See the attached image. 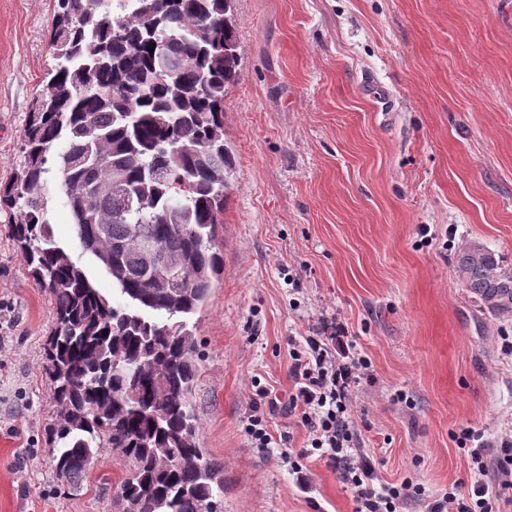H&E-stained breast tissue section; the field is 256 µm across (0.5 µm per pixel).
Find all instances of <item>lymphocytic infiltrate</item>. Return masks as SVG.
I'll use <instances>...</instances> for the list:
<instances>
[{
  "mask_svg": "<svg viewBox=\"0 0 512 512\" xmlns=\"http://www.w3.org/2000/svg\"><path fill=\"white\" fill-rule=\"evenodd\" d=\"M288 354L294 381L288 408L300 412L310 447L321 451L329 466L339 469L343 480L352 486L354 512H397L404 500L419 494V487L407 480L380 483L367 458L352 467L346 464L352 454V391L369 368L367 360L359 355L345 362L338 360L333 344L325 336H309L301 343L289 340ZM458 443L476 467L471 490L464 495L450 489L428 501L426 512H500L504 492L512 488V447L504 446L496 458H489L480 435L469 430L464 431ZM492 470L501 478V490L494 494L487 481Z\"/></svg>",
  "mask_w": 512,
  "mask_h": 512,
  "instance_id": "lymphocytic-infiltrate-1",
  "label": "lymphocytic infiltrate"
}]
</instances>
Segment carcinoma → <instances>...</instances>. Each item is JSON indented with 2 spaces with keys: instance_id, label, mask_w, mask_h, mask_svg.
I'll list each match as a JSON object with an SVG mask.
<instances>
[{
  "instance_id": "1",
  "label": "carcinoma",
  "mask_w": 512,
  "mask_h": 512,
  "mask_svg": "<svg viewBox=\"0 0 512 512\" xmlns=\"http://www.w3.org/2000/svg\"><path fill=\"white\" fill-rule=\"evenodd\" d=\"M234 0H57L42 81L0 189L11 235L53 299L46 353L56 421L52 465L76 488L106 448L131 463L117 512H221L224 463L200 446L191 401L199 353L190 318L224 265L216 242L233 170L224 93L239 77ZM183 62L158 75V55ZM65 149L53 153L57 142ZM55 173L80 255L112 278V297L60 246L47 210ZM156 257L178 262L174 287ZM455 272L495 315L512 314V265L479 241Z\"/></svg>"
}]
</instances>
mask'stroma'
I'll use <instances>...</instances> for the list:
<instances>
[{
	"label": "stroma",
	"mask_w": 512,
	"mask_h": 512,
	"mask_svg": "<svg viewBox=\"0 0 512 512\" xmlns=\"http://www.w3.org/2000/svg\"><path fill=\"white\" fill-rule=\"evenodd\" d=\"M54 6L0 0V186L24 164L54 65ZM234 14L224 270L192 318L193 401L202 446L224 463L223 512H353L286 410L289 338L326 332L369 360L352 415L379 479L468 493L456 433L490 448L512 437V314L489 313L454 273L474 240L512 265V0H235ZM13 217L0 207V512H112L126 466L111 451L68 492L50 465L52 298ZM256 412L289 436L301 473L280 447L253 446Z\"/></svg>",
	"instance_id": "35a3bbf8"
}]
</instances>
